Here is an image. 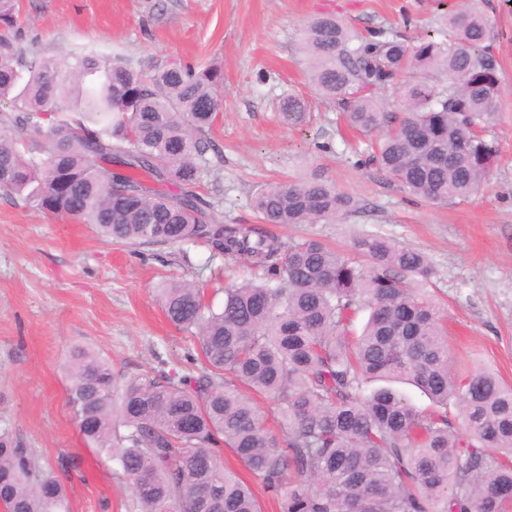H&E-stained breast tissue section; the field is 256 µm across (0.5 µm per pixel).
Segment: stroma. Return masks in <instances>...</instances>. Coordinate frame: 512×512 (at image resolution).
Here are the masks:
<instances>
[{"mask_svg":"<svg viewBox=\"0 0 512 512\" xmlns=\"http://www.w3.org/2000/svg\"><path fill=\"white\" fill-rule=\"evenodd\" d=\"M458 0H22L23 49L48 56L121 55L142 72L169 62L220 69L222 107L208 131L201 193L222 224H254L251 198L270 183L319 179L348 193L358 212L333 224L271 226L281 239L313 236L350 253L372 233L425 252L430 291L445 314L451 359L512 384V0H483L501 65V108L490 136L498 165L478 195L448 206L411 197L356 166L360 134L318 96L300 50L304 25L332 14L357 31L391 28L408 41L447 38L443 7ZM307 100L311 119L283 122L280 106ZM252 268L202 240H102L64 215L0 192V429L30 448L63 484L70 512H131L117 460L87 443L68 399L70 350L90 347L125 378L204 371L194 336L175 328L156 290L196 284L220 309L228 285Z\"/></svg>","mask_w":512,"mask_h":512,"instance_id":"stroma-1","label":"stroma"}]
</instances>
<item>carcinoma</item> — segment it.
<instances>
[{"instance_id":"carcinoma-1","label":"carcinoma","mask_w":512,"mask_h":512,"mask_svg":"<svg viewBox=\"0 0 512 512\" xmlns=\"http://www.w3.org/2000/svg\"><path fill=\"white\" fill-rule=\"evenodd\" d=\"M19 11L20 0H0V103L12 107L0 113V189L110 241L203 239L263 272L224 289L218 311L191 282L160 288L168 320L198 338V377L125 380L97 352L72 349L79 429L119 462L137 512H262L224 471L226 448L276 497L278 512H512V385L486 369L454 374L427 256L378 234L354 239L351 258L313 238L210 223L198 160L220 112L218 71L169 63L146 75L123 57L26 54L7 37ZM445 25L447 40L409 43L391 28L363 34L322 15L302 36L315 90L372 138L358 165L435 205L469 199L490 180L497 148L485 132L502 101L480 0H463ZM404 74L397 109L381 91ZM87 81L82 115L56 116L70 86ZM281 112L301 125L308 102L290 96ZM252 206L273 225L334 223L358 210L321 180L264 186ZM402 378L430 408L369 387ZM250 392L278 402L280 435L265 428ZM0 503L7 512L66 507L60 480L6 432Z\"/></svg>"}]
</instances>
